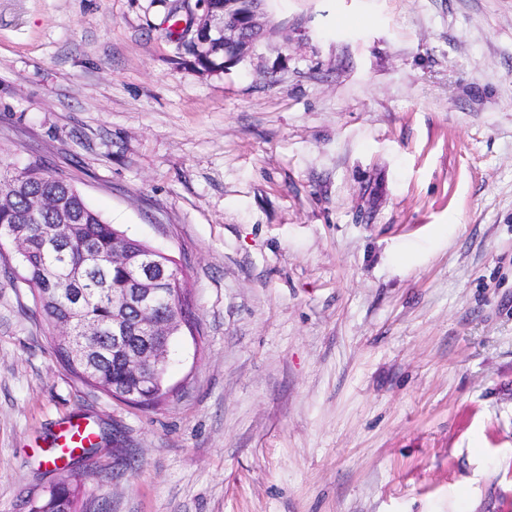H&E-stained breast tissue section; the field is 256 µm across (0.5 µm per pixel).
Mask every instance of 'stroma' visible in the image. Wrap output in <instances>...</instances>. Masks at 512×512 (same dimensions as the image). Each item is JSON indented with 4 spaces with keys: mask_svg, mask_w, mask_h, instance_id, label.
I'll use <instances>...</instances> for the list:
<instances>
[{
    "mask_svg": "<svg viewBox=\"0 0 512 512\" xmlns=\"http://www.w3.org/2000/svg\"><path fill=\"white\" fill-rule=\"evenodd\" d=\"M205 72L202 0H0V161L172 257L174 391L53 353L0 245V512H512V0H265ZM100 429L61 472L60 429ZM81 493L79 484L62 482L53 488L48 497L35 505L32 512H77L72 511L78 503Z\"/></svg>",
    "mask_w": 512,
    "mask_h": 512,
    "instance_id": "stroma-1",
    "label": "stroma"
}]
</instances>
